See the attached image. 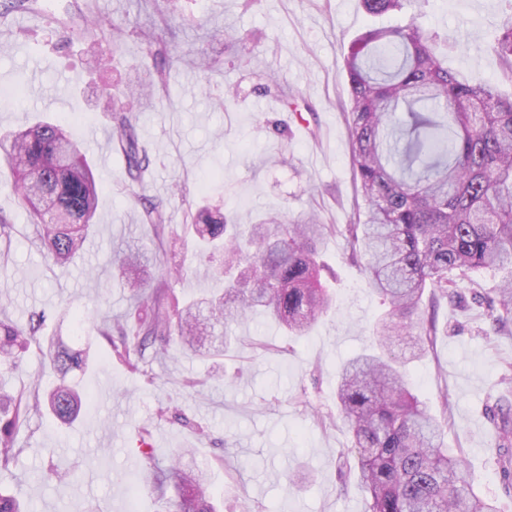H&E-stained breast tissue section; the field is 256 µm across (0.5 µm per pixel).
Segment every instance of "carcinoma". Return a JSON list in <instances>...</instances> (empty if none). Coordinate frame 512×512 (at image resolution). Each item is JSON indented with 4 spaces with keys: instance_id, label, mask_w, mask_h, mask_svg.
<instances>
[{
    "instance_id": "obj_1",
    "label": "carcinoma",
    "mask_w": 512,
    "mask_h": 512,
    "mask_svg": "<svg viewBox=\"0 0 512 512\" xmlns=\"http://www.w3.org/2000/svg\"><path fill=\"white\" fill-rule=\"evenodd\" d=\"M428 0H361L371 16L411 10ZM499 26L493 51L512 80V0ZM350 87L346 123L364 210L346 228L351 259L363 261L371 290L387 304L370 346L347 360L337 385L338 412L352 434L357 483L368 496V512H499L478 496L464 476V459L448 448L441 423L406 385L404 363L391 356L393 337H415L410 356L418 359L433 344L437 326L427 305L455 299L460 285L479 269L503 270L508 278L493 289L488 314L498 329L512 323V94L494 84L473 83L448 71L438 35L416 19L402 27H369L343 54ZM247 65L265 78L264 91L298 111L302 95L280 78L264 74L254 59ZM165 87V73L127 95L128 103L106 113L127 172L143 182L150 157L140 145L136 104L145 89ZM0 154L12 166L13 192L34 227L32 244L65 270L80 254L97 210L98 192L87 152L60 122L41 121L0 137ZM186 229L201 250L220 253L214 270L234 274L224 292L211 293L175 310L167 304L169 273L153 278L138 251L123 253L118 267L134 301L128 320L105 322L97 335L118 357L144 352L170 337L197 352L206 328L224 327L254 310L269 313L290 336L307 335L332 305L321 281L318 244L336 234L314 213L270 215L242 237L237 225L203 205L184 213ZM167 205L145 200L143 222L163 242ZM47 316L19 326L0 313V368H18L35 344L57 374L48 390L33 386L0 390V472L10 471L21 449L15 433L32 415L48 410L74 421L87 395L73 380L92 358L91 343L74 349L42 335ZM497 447L505 479L512 480V418L498 425ZM180 449L162 470L151 464L135 484H152L160 494H178L177 512H217L208 496V470L180 462Z\"/></svg>"
}]
</instances>
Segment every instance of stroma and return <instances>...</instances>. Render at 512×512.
<instances>
[{"mask_svg":"<svg viewBox=\"0 0 512 512\" xmlns=\"http://www.w3.org/2000/svg\"><path fill=\"white\" fill-rule=\"evenodd\" d=\"M44 3L45 10L0 18V90L10 92L0 98V135L63 121L90 159L103 149L112 164L98 170L95 225L64 271L32 245L33 226L10 189L13 173L0 165V212L14 223L10 242H0V302L19 325L35 312H64L47 332L76 348L92 337L97 362L82 377L89 406L69 426L33 416L17 436L15 465L0 473V488L33 503L35 512H173L175 490L162 495L147 484L132 502L130 482L148 462L168 466L175 449L191 447L196 462L209 466L219 512H368L351 436L336 410V382L343 361L369 343L384 307L351 260L344 235L321 247L331 270L323 282L334 301L307 336H288L258 315L228 325L234 341L223 366L183 354L173 340L163 356L146 350L133 369L94 327L132 308L111 261L118 252L141 251L174 271L169 286L180 303L216 287L183 226L185 210L202 200L223 203L243 224L280 209L293 216L319 211L339 230L349 224L363 201L341 112L350 99L341 48L369 26L405 24L407 12L372 17L359 0H181L179 14L164 21L153 0H92L101 31L91 35L55 21L74 0ZM505 8L504 0H427L419 22L444 36L439 50L449 70L507 93L512 83L491 49ZM115 25L127 31L117 46ZM151 28L168 53L214 58L220 69L205 76L170 63L166 92L140 104V141L152 164L138 186L112 140L101 93L111 89L121 106L129 87L148 82L151 60L141 34ZM249 54L303 93L316 109L312 124L260 90V77L243 64ZM228 85L239 96L223 109L217 100ZM270 119L284 125V138L269 133ZM140 189L168 202L164 244L142 220ZM500 278L492 270L471 273L460 299L440 302L434 343L407 365L406 379L444 423L448 447L462 452L475 491L512 512L492 422L512 412L504 368L512 362V329H496L483 300ZM78 316L85 320L80 328ZM189 378L195 387H186ZM35 380L47 388L56 376L34 347L19 369L0 374V388L14 392ZM143 429L156 443L147 456L138 448ZM53 467L71 481L51 480ZM292 474L299 478L293 485Z\"/></svg>","mask_w":512,"mask_h":512,"instance_id":"1","label":"stroma"}]
</instances>
